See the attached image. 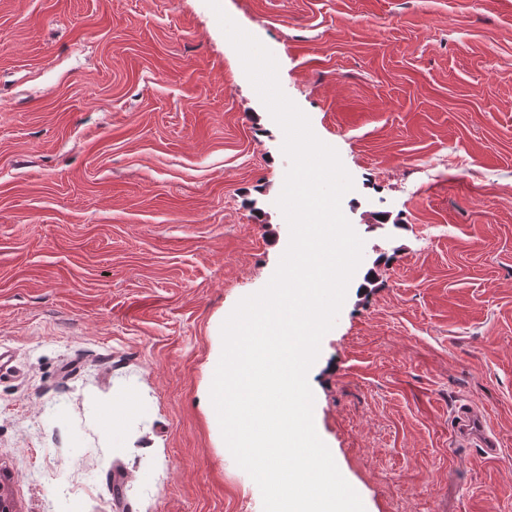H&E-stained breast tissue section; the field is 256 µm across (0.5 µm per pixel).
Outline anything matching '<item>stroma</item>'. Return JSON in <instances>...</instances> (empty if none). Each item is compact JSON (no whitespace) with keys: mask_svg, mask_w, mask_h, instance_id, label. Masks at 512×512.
Here are the masks:
<instances>
[{"mask_svg":"<svg viewBox=\"0 0 512 512\" xmlns=\"http://www.w3.org/2000/svg\"><path fill=\"white\" fill-rule=\"evenodd\" d=\"M221 6L354 183L319 437L365 512H512V0ZM283 140L206 0H0L14 512H263L207 394L289 242ZM466 404L496 456L456 440Z\"/></svg>","mask_w":512,"mask_h":512,"instance_id":"35a3bbf8","label":"stroma"}]
</instances>
